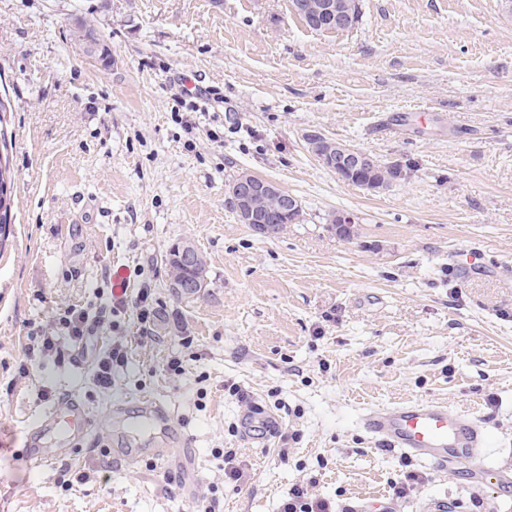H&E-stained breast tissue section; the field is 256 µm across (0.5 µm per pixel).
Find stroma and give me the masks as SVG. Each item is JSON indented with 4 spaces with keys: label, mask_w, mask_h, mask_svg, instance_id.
Returning <instances> with one entry per match:
<instances>
[{
    "label": "stroma",
    "mask_w": 512,
    "mask_h": 512,
    "mask_svg": "<svg viewBox=\"0 0 512 512\" xmlns=\"http://www.w3.org/2000/svg\"><path fill=\"white\" fill-rule=\"evenodd\" d=\"M360 3L352 29L321 33L290 0H0L14 197L0 237V512L196 508L147 461L82 453L31 471L17 447L53 406L43 387L95 415L167 402L214 512H278L297 485L336 512H512V16L501 0ZM81 23L110 63L82 52ZM314 133L415 168L369 191L321 165ZM245 172L297 197L302 223L273 237L239 223L228 186ZM337 212L356 217L354 240L331 229ZM186 239L208 263L189 301L165 286V256ZM116 272L129 294L151 288L158 319L110 314ZM75 305L101 316L80 367L55 329ZM38 330L61 352L31 362ZM116 340L128 363L102 391L94 361ZM170 356L183 374L165 371ZM413 399L485 422L489 447L438 469L356 424L361 408ZM255 407L282 435L243 439ZM227 448L243 481L224 478ZM407 470L421 481L394 498Z\"/></svg>",
    "instance_id": "stroma-1"
}]
</instances>
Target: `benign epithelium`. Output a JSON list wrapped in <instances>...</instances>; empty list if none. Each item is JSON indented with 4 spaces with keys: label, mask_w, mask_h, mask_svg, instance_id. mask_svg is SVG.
Masks as SVG:
<instances>
[{
    "label": "benign epithelium",
    "mask_w": 512,
    "mask_h": 512,
    "mask_svg": "<svg viewBox=\"0 0 512 512\" xmlns=\"http://www.w3.org/2000/svg\"><path fill=\"white\" fill-rule=\"evenodd\" d=\"M292 11L308 15L316 21L324 20L340 30H346L353 24L351 14L343 11V7L335 0H294ZM309 144L317 153L318 159L333 169L340 178L358 172L370 164H380V160L354 146L346 144L337 148L319 134L309 136ZM278 194L280 191L275 184L249 173L240 174L229 187L230 203L241 223L251 225L255 232L264 236L284 231L288 226L287 216L296 210L294 206L266 212L258 210V198Z\"/></svg>",
    "instance_id": "benign-epithelium-1"
}]
</instances>
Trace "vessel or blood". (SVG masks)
Masks as SVG:
<instances>
[{"label":"vessel or blood","mask_w":512,"mask_h":512,"mask_svg":"<svg viewBox=\"0 0 512 512\" xmlns=\"http://www.w3.org/2000/svg\"><path fill=\"white\" fill-rule=\"evenodd\" d=\"M62 409L34 422L26 431L19 450L29 468L40 470L75 458L80 452L98 448L110 450L114 462L132 468L150 459L169 473L177 489L195 498L199 488L197 450L190 435L177 431L155 448H113L112 440L102 437V419L93 417L84 401L62 393ZM119 409H134L152 426L166 422L168 404L155 397L120 401ZM357 425L382 448L438 468L459 465L488 446L484 425L462 413L450 412L446 405L416 400L394 406L370 408L357 417ZM280 428L270 413L248 415L242 430L245 440H269Z\"/></svg>","instance_id":"vessel-or-blood-1"}]
</instances>
